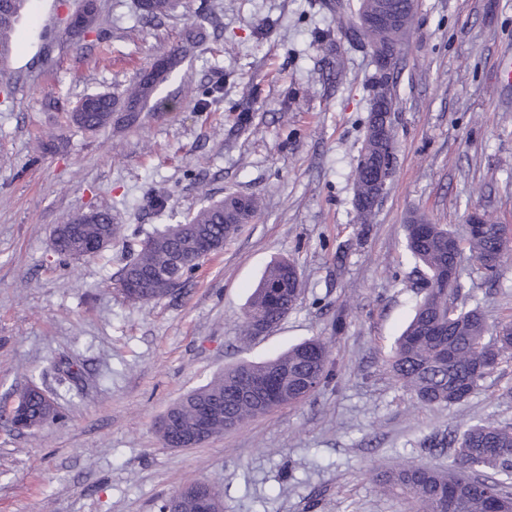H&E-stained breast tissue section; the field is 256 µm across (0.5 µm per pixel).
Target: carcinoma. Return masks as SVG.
Instances as JSON below:
<instances>
[{
  "instance_id": "1",
  "label": "carcinoma",
  "mask_w": 512,
  "mask_h": 512,
  "mask_svg": "<svg viewBox=\"0 0 512 512\" xmlns=\"http://www.w3.org/2000/svg\"><path fill=\"white\" fill-rule=\"evenodd\" d=\"M182 0H136L141 18L161 21L173 16ZM387 5L400 22L401 33L388 40L403 46L407 41L416 12L415 0H387ZM203 26L190 30L180 43L167 53L160 66L152 63L140 77L119 93H100L85 97L70 115L79 128L97 132L112 125L116 113H122L129 126L138 124L145 112L166 110L170 104L153 100L158 87L202 43ZM378 99L388 112L397 110L398 101L391 79L379 81ZM375 116L369 115L361 157L365 165H357L353 173L354 201L367 199L373 190L371 162L389 156L396 145V133L390 126L377 138ZM259 201L252 195L230 194L188 215L182 224H168L156 229L140 244L136 254L122 267L117 284L129 279L136 290L123 299L130 303H149L172 294L182 280L193 272L183 269L177 283L170 285L166 275L175 257L190 263L194 250L206 240L213 251L224 247L241 228L253 222ZM406 250L424 267L427 288L417 301L414 314L397 337L389 358L396 381L422 404L449 406L474 393L480 382L492 372L488 362L498 365L512 359V319L490 328L479 305H467L462 299V277L466 273L464 254H469L480 268L494 272L508 250V242L499 237L498 225L485 220L476 235L459 237L444 224H433L423 214L413 215L404 225ZM120 225L112 222L110 212L91 211L68 219L57 238L62 255L74 258L94 257L120 237ZM302 293V280L297 267L286 259H277L266 269L244 311L246 335L253 336L252 323L267 328L279 324L293 308ZM330 351L319 339L303 341L281 356L262 363H242L224 370L173 404L166 415L175 419L179 428H192L202 409L212 403L224 406V416L215 418L209 433L221 434L245 420L269 411L262 401H250L238 395L242 383L250 379L266 380L275 388L277 406L303 402L328 378ZM25 413L35 428L59 416L58 405L51 393L41 394L34 385L19 395ZM453 454L454 464L431 467L404 463L382 474L379 483L398 490L418 512H448V499L455 501L454 512H512V498L505 496L496 480L476 474L491 469L512 476V426L479 421L469 424L454 435L436 442Z\"/></svg>"
}]
</instances>
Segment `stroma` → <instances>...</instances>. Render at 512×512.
I'll use <instances>...</instances> for the list:
<instances>
[{"mask_svg":"<svg viewBox=\"0 0 512 512\" xmlns=\"http://www.w3.org/2000/svg\"><path fill=\"white\" fill-rule=\"evenodd\" d=\"M357 2L184 0L156 27L134 0H98L94 31L74 44L63 18L79 0H30L11 92L0 93V416L29 383L58 390V362L83 376L35 434L0 419V512H159L196 479L222 489L224 512H409L376 474L447 466L430 440L512 423V359L441 407L389 369L423 286L408 217L458 230L476 211L512 235V84L501 73L512 0H419L395 80L394 173L366 225L352 174L375 68L336 15ZM213 14L219 28L157 91L172 108L98 134L69 124L79 98L124 88ZM204 86L217 93L201 106ZM229 193L259 197V214L179 289L149 305L115 291L147 234ZM92 209L109 210L122 238L91 258L57 254L55 226ZM283 257L303 294L243 341L247 302ZM471 293L489 323L512 317V251L497 274H475ZM314 338L331 352L328 386L195 447L162 444L158 422L186 393Z\"/></svg>","mask_w":512,"mask_h":512,"instance_id":"obj_1","label":"stroma"}]
</instances>
